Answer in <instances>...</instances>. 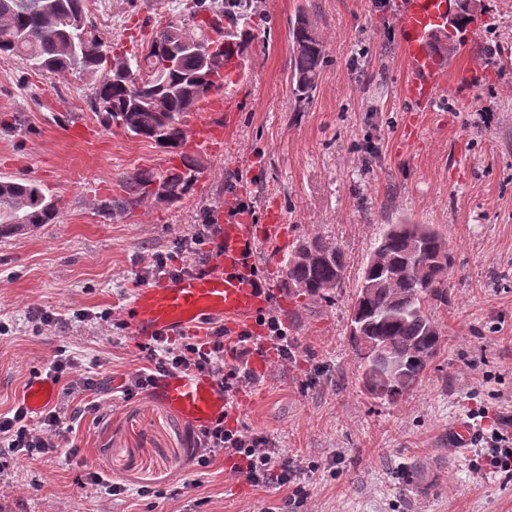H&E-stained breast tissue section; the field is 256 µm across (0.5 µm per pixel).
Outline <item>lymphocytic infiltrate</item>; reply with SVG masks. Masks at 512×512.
<instances>
[{"instance_id": "obj_1", "label": "lymphocytic infiltrate", "mask_w": 512, "mask_h": 512, "mask_svg": "<svg viewBox=\"0 0 512 512\" xmlns=\"http://www.w3.org/2000/svg\"><path fill=\"white\" fill-rule=\"evenodd\" d=\"M259 324L264 329L262 335L244 331L232 341L227 340L220 325L207 327L201 336L154 339L145 348L147 365L131 378L130 387L145 392L166 375L197 372L215 378L226 396H234L243 385L257 380L250 368L252 356L273 351L279 359L286 360L292 355L279 317L261 318ZM228 354L232 355L233 364H225L224 357ZM30 419L28 408L22 404L15 408L13 415H0V438H6L9 447L27 457L54 452L66 434L64 413L57 408L41 411L40 426L36 429L32 428ZM196 445L235 460L239 472L255 486L273 480L284 485L290 483L294 474L290 461L269 448L265 439L228 429L220 420L199 430Z\"/></svg>"}]
</instances>
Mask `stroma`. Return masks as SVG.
Returning <instances> with one entry per match:
<instances>
[{"label":"stroma","instance_id":"35a3bbf8","mask_svg":"<svg viewBox=\"0 0 512 512\" xmlns=\"http://www.w3.org/2000/svg\"><path fill=\"white\" fill-rule=\"evenodd\" d=\"M108 2L115 21L93 15L96 32L129 53L158 25L190 16L181 0ZM301 11L327 57L302 104L289 32ZM395 11L396 0H254L243 74L255 93L223 150L199 152L180 201L120 216L101 200L118 194L122 173L158 168L165 152L101 123L89 107L94 78L0 59V180L36 179L60 201L54 223L0 240V414L56 359L73 361V379L107 385L56 393L57 406L99 407L75 423L69 446L28 458L0 443V512H512V477L487 469L483 441L448 446L460 420L484 434L495 414L512 431V0H477L472 24L449 31V56L472 50L480 77L467 89L444 82L428 112L403 98L411 73ZM75 125L97 141L72 139ZM241 201L256 224L278 208L289 243L316 235L346 255L341 287L320 300L284 292L285 249L262 246L257 259L282 291L272 311L293 356L242 388L224 425L267 437L294 462L305 498L290 507L293 485H250L220 454L199 466L191 425L120 390L146 364L124 319L133 288L157 281V255L194 267L201 224ZM387 224L433 225L451 258L448 303L432 312L443 348L396 402L363 392L349 339L357 285ZM37 309L56 325L40 326ZM480 407L489 417L474 416ZM92 468L123 493L85 485Z\"/></svg>","mask_w":512,"mask_h":512}]
</instances>
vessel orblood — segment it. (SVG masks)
Instances as JSON below:
<instances>
[{
  "instance_id": "vessel-or-blood-1",
  "label": "vessel or blood",
  "mask_w": 512,
  "mask_h": 512,
  "mask_svg": "<svg viewBox=\"0 0 512 512\" xmlns=\"http://www.w3.org/2000/svg\"><path fill=\"white\" fill-rule=\"evenodd\" d=\"M454 11V0H397L401 50L412 72L403 95L415 107L429 105L449 75L441 45ZM224 70L232 74L233 82L209 97L204 106L207 119H200L195 111L185 117L195 148L220 150L225 134L235 124L239 105L253 93V85L243 78L237 58H228ZM265 243L280 247L287 243L277 213H270L267 223L260 226L250 223L248 217L233 216L220 227L213 261L189 274L134 289L128 318L133 335L144 342L157 336L175 337L210 321L223 322L237 332L254 329L258 317L278 295L277 288L262 284L258 276L257 253ZM54 394L50 382L34 380L24 394L26 406L40 411ZM149 398L197 428L229 413L228 400L215 380L196 373L162 378L150 390Z\"/></svg>"
}]
</instances>
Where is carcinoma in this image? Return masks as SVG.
I'll return each instance as SVG.
<instances>
[{"mask_svg":"<svg viewBox=\"0 0 512 512\" xmlns=\"http://www.w3.org/2000/svg\"><path fill=\"white\" fill-rule=\"evenodd\" d=\"M252 0H193V26L169 21L157 27L147 50L112 53L96 33L85 0H0V58L20 59L33 70L74 76L99 75L90 107L102 121L149 141L180 164L162 171L138 169L118 179L123 195L101 202L121 215L150 202V187L164 180L167 202L193 186L198 160L184 150L183 116L208 95L224 89V54L204 59L180 52L166 67L172 48L202 32L218 46L244 53ZM291 76L298 102L311 97L325 61L323 42L303 13L291 22ZM106 71L98 74L102 64ZM59 200L30 178L0 180V239L51 223ZM366 264L353 309L351 343L360 359L366 391L396 401L425 375L441 351L443 335L430 307L448 305V242L425 224H386ZM344 252L320 237L300 240L285 259V285L296 297L325 299L340 287Z\"/></svg>","mask_w":512,"mask_h":512,"instance_id":"obj_1","label":"carcinoma"}]
</instances>
